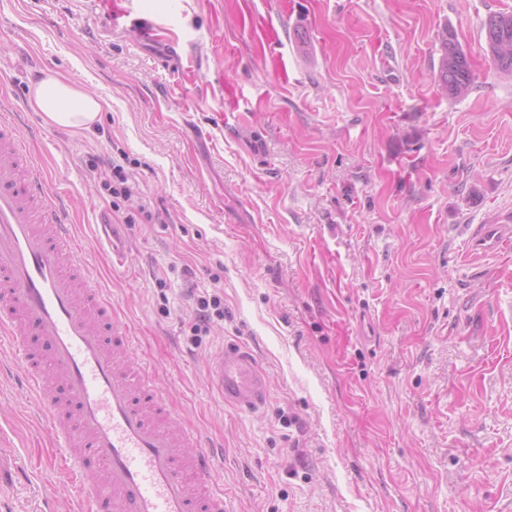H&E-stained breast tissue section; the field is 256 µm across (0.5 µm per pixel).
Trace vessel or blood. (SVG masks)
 I'll use <instances>...</instances> for the list:
<instances>
[{
	"label": "vessel or blood",
	"mask_w": 512,
	"mask_h": 512,
	"mask_svg": "<svg viewBox=\"0 0 512 512\" xmlns=\"http://www.w3.org/2000/svg\"><path fill=\"white\" fill-rule=\"evenodd\" d=\"M113 258L124 251L109 220L96 226ZM512 248V217L479 224L467 239L474 259ZM73 228L15 121L0 118V333L15 348L27 388L47 409L79 493L112 512H229L216 453L180 427L162 389L136 363L128 327L87 269L69 272ZM226 403L265 405L267 382L253 355L230 343L210 368Z\"/></svg>",
	"instance_id": "obj_1"
}]
</instances>
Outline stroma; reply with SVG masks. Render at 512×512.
Listing matches in <instances>:
<instances>
[{
    "label": "stroma",
    "instance_id": "1",
    "mask_svg": "<svg viewBox=\"0 0 512 512\" xmlns=\"http://www.w3.org/2000/svg\"><path fill=\"white\" fill-rule=\"evenodd\" d=\"M295 2L127 0L177 68L99 0H0V114L62 193L135 358L223 444L233 512H512V249L472 263L465 246L512 215V79L483 30L512 0ZM447 29L473 72L462 97L437 78ZM47 71L105 98L100 121L46 123L30 87ZM113 162L131 198L113 199ZM104 215L125 266L96 240ZM194 288L224 299L196 342ZM230 340L267 379L260 409L212 383ZM1 422L0 512H75L20 377L0 381Z\"/></svg>",
    "mask_w": 512,
    "mask_h": 512
}]
</instances>
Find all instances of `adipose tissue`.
I'll return each instance as SVG.
<instances>
[{
    "instance_id": "obj_1",
    "label": "adipose tissue",
    "mask_w": 512,
    "mask_h": 512,
    "mask_svg": "<svg viewBox=\"0 0 512 512\" xmlns=\"http://www.w3.org/2000/svg\"><path fill=\"white\" fill-rule=\"evenodd\" d=\"M31 103L54 125L74 130L89 128L108 106L104 98L54 72L32 86Z\"/></svg>"
}]
</instances>
